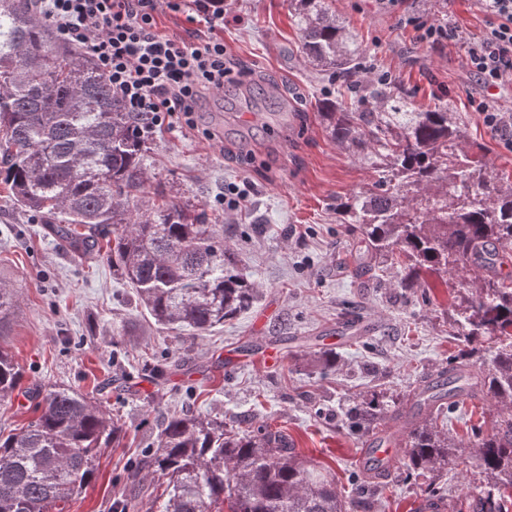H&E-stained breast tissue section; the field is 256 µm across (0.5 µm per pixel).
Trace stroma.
Returning <instances> with one entry per match:
<instances>
[{
    "label": "stroma",
    "instance_id": "obj_1",
    "mask_svg": "<svg viewBox=\"0 0 512 512\" xmlns=\"http://www.w3.org/2000/svg\"><path fill=\"white\" fill-rule=\"evenodd\" d=\"M328 5L373 64L360 83L385 74L415 105L446 104L467 145L481 147L495 173L512 174V151L469 109L480 88L466 47L488 24L476 0H408L409 13L457 30V41L438 46L422 43L379 0ZM292 10L291 0H224L222 36L236 74L192 124L148 140L147 194L191 201L223 225L240 272L258 290L236 318L201 336L156 324L105 257L78 253L29 223L0 188V276L20 301L5 341L24 376L0 401V430L33 420L32 393L51 383L94 393L128 426L119 446L101 449L94 479L65 512H113L117 503L149 512L164 478L141 488L128 471L162 421L184 410L245 430H281L301 457L335 474L352 512H417L431 489L451 499L481 489L451 467L376 476L369 511L357 491L360 454L390 423L356 434L344 410L363 395H393L402 411L417 413L414 390L447 372L462 344L448 288L405 290L392 270L354 274L361 235L340 223L336 205L379 172L340 147L320 119L318 100L336 96L340 84L301 54ZM212 129L220 139L205 138ZM232 188L247 193L245 209L220 204ZM268 350L279 352V364L266 365ZM156 359L167 364L161 380L146 369ZM487 409L482 398H460L445 418L449 434L473 441Z\"/></svg>",
    "mask_w": 512,
    "mask_h": 512
}]
</instances>
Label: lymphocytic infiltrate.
I'll return each mask as SVG.
<instances>
[{
  "mask_svg": "<svg viewBox=\"0 0 512 512\" xmlns=\"http://www.w3.org/2000/svg\"><path fill=\"white\" fill-rule=\"evenodd\" d=\"M193 3L213 35L191 42L163 34L162 9ZM490 23L467 50L468 67L486 92L512 84V0H479ZM37 18L61 40L87 49L113 95L152 137L171 119H191L203 99L224 87L233 64L216 34L224 26V0H30Z\"/></svg>",
  "mask_w": 512,
  "mask_h": 512,
  "instance_id": "obj_1",
  "label": "lymphocytic infiltrate"
}]
</instances>
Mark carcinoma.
Wrapping results in <instances>:
<instances>
[{"label":"carcinoma","mask_w":512,"mask_h":512,"mask_svg":"<svg viewBox=\"0 0 512 512\" xmlns=\"http://www.w3.org/2000/svg\"><path fill=\"white\" fill-rule=\"evenodd\" d=\"M301 53L349 82L366 53L350 41L326 0H295ZM352 106L323 98L317 109L332 138L382 173L340 203L358 225L359 268L396 267L400 288L433 276L456 293L453 322L478 345L459 352L448 391L414 394L427 417L405 421L393 467L434 471L451 458L483 477L470 512H503L512 494V181L472 149L448 107L422 108L386 79L351 85ZM147 147L86 50L67 44L32 13L28 0H0V183L16 209L51 226L85 255H104L134 288L156 323L202 334L249 309L258 296L234 269L224 226L188 202L144 200ZM110 244L103 251L101 240ZM17 290L0 277V337L8 335ZM23 373L0 344V400ZM481 392L490 423L470 450L439 426L444 400ZM39 415L18 432H0V512H61L87 486L101 448L120 441L121 419L72 387L37 389ZM396 403L363 399L347 414L369 431ZM168 477L156 512H350L331 471L299 458L264 424L237 431L221 417L176 414L161 424L157 447L129 474Z\"/></svg>","instance_id":"carcinoma-1"}]
</instances>
